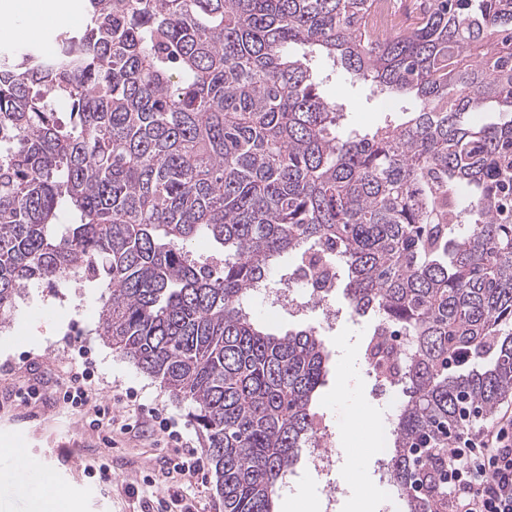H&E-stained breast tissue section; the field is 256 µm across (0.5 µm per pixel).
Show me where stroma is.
<instances>
[{
    "label": "stroma",
    "instance_id": "stroma-1",
    "mask_svg": "<svg viewBox=\"0 0 512 512\" xmlns=\"http://www.w3.org/2000/svg\"><path fill=\"white\" fill-rule=\"evenodd\" d=\"M323 92L346 106V121L351 126L372 130L388 118L398 123L403 120L402 114H389V101L373 92L369 84L339 77L328 82ZM104 294L100 282L76 280L66 286L34 284L17 299L7 325L0 327V449H21L34 464L31 478L35 481L44 480L50 466L80 459V468L57 483L62 499L73 512H148L147 499L141 492L142 477L162 474L168 449L129 434L115 436L114 447H107L95 431L85 426L80 413L64 407L54 394L64 376L56 361L62 351L61 339L70 331H79L96 362L104 399H111L115 386L132 389L139 403L175 417L196 448H203L188 404L174 401L158 381L123 358L100 336ZM331 302L340 315L335 329L323 334L333 358L318 392L316 410L335 434L333 450L340 459V474L362 466L376 491L379 512H406L397 490L376 472L373 457L364 456L365 439L345 432L354 404L374 407L383 419L394 417L395 411L388 406L389 391L369 374L363 360L370 322L351 320L343 289H336ZM37 381L44 384L42 397L31 407L36 418L28 419L24 416L28 407L14 395L20 386ZM102 462L108 467L107 480L89 477L87 466Z\"/></svg>",
    "mask_w": 512,
    "mask_h": 512
}]
</instances>
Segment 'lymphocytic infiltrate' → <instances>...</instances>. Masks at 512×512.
Here are the masks:
<instances>
[{"label":"lymphocytic infiltrate","instance_id":"1","mask_svg":"<svg viewBox=\"0 0 512 512\" xmlns=\"http://www.w3.org/2000/svg\"><path fill=\"white\" fill-rule=\"evenodd\" d=\"M64 343L77 351L83 363L71 367L67 382L59 397L64 404L86 409L92 428L119 427L127 434L140 426L138 408L127 409L123 420H116L112 407L100 397L92 383L94 365L87 358L81 334L65 336ZM158 429L168 443L174 444L176 458L168 466L166 481L185 486L192 478L202 475L205 462L184 434L176 430L170 418L151 410ZM438 459L441 494L453 507V512H512V406L477 426L465 425L450 436L446 447L435 448Z\"/></svg>","mask_w":512,"mask_h":512}]
</instances>
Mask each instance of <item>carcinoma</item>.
I'll list each match as a JSON object with an SVG mask.
<instances>
[{
    "instance_id": "1",
    "label": "carcinoma",
    "mask_w": 512,
    "mask_h": 512,
    "mask_svg": "<svg viewBox=\"0 0 512 512\" xmlns=\"http://www.w3.org/2000/svg\"><path fill=\"white\" fill-rule=\"evenodd\" d=\"M375 2L85 0L53 52L0 54V315L101 281L99 335L190 405L224 512H277L313 444L330 353L251 307L311 253L373 317L364 358L414 342L382 374L409 512H437L417 449L512 395V0H420L381 36ZM338 69L409 119L339 128Z\"/></svg>"
}]
</instances>
